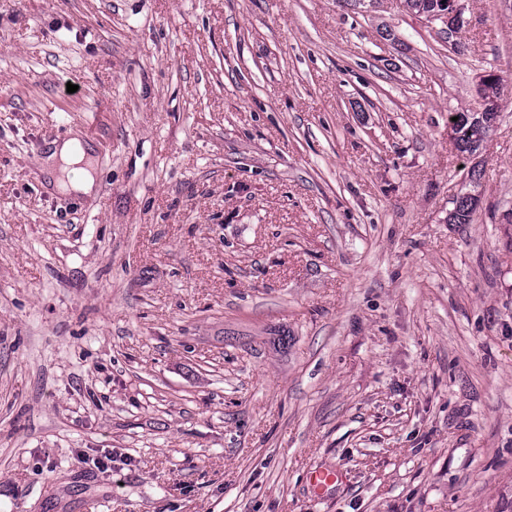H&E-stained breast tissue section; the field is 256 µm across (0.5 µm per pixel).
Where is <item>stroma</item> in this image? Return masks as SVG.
<instances>
[{"label": "stroma", "instance_id": "obj_1", "mask_svg": "<svg viewBox=\"0 0 512 512\" xmlns=\"http://www.w3.org/2000/svg\"><path fill=\"white\" fill-rule=\"evenodd\" d=\"M465 5L0 0V512H512V0ZM408 9L412 14L419 17L422 15H426L436 10V7L439 5V0H406ZM465 0H448V1H440V7L433 13L427 15L423 18V21L427 23H435L440 22L444 27L442 29H448V25H451L449 28V37L453 40L454 35L457 31L462 27V25L457 26L463 21V16L465 12ZM500 85L494 76L491 82L486 83L482 98L487 100L488 107L481 112H452L448 117V124L453 133L454 140L460 152L473 154L484 141L492 122L497 116L495 100L500 97ZM458 117L457 121H452ZM87 153L77 135L55 141L49 161L55 164L59 161L62 165L60 170L65 174L67 181L59 178L56 181L57 187L72 193L76 196L91 197L95 192V179L93 175L82 166Z\"/></svg>", "mask_w": 512, "mask_h": 512}]
</instances>
